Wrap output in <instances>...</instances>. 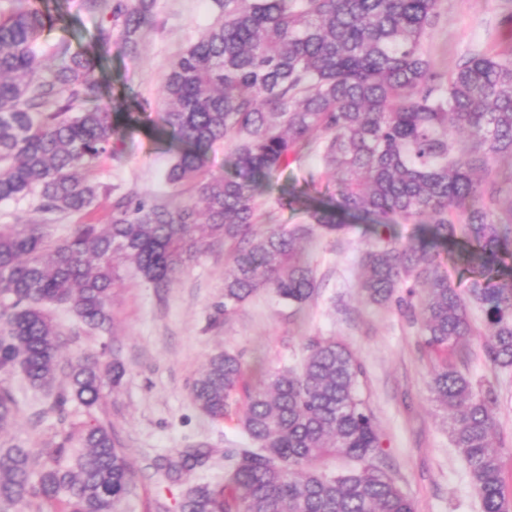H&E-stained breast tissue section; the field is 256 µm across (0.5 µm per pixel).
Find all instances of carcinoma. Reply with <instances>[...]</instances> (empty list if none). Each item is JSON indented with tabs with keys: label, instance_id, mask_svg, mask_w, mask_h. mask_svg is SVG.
<instances>
[{
	"label": "carcinoma",
	"instance_id": "1",
	"mask_svg": "<svg viewBox=\"0 0 512 512\" xmlns=\"http://www.w3.org/2000/svg\"><path fill=\"white\" fill-rule=\"evenodd\" d=\"M213 23L179 50L164 77L160 133L174 153L171 184L197 181L195 207L112 200L107 224H75L51 242L41 214H87L100 194L88 177L103 155L119 156L133 116L102 104V57L75 50V18L48 0L0 8V202L31 198L33 216L0 227V435L19 403L16 374L39 390L54 387L62 331L52 317L66 307L92 330L111 321L119 269L132 266L165 288L207 242L233 249L224 277V312L259 288L299 307L318 285L307 262L313 227L341 229L348 216L379 226L413 220L422 235L363 252L365 299L396 305L441 356L430 389L448 416L483 512H512L493 417L497 396L476 389L446 354L474 335L469 308L483 313L482 347L496 369H512V193L493 161L512 157V53L463 57L448 73L434 67L424 40L439 0H213ZM101 18L90 34L106 47L119 36L139 54L157 23L156 0H80ZM465 134L472 145L455 148ZM231 149V170L205 176L208 153ZM314 150L336 193L309 210L310 223L255 231L258 200L271 194L289 155ZM460 246L468 273L460 289L437 263V249ZM125 371L102 356L69 366L68 387L38 412L72 422L35 451L0 441V512H117L133 472L112 423L93 415L104 386ZM365 370L347 345L311 336L303 363L266 373L244 387L238 423L248 444L231 455L224 485L202 482L181 512H414L382 467L380 436L361 386ZM244 365L212 356L191 389L211 418L227 413ZM205 454L189 449L168 472L192 470ZM329 459L348 466L331 471Z\"/></svg>",
	"mask_w": 512,
	"mask_h": 512
}]
</instances>
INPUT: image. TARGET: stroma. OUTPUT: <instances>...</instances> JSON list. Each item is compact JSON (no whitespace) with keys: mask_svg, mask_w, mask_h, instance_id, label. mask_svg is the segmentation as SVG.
I'll return each instance as SVG.
<instances>
[{"mask_svg":"<svg viewBox=\"0 0 512 512\" xmlns=\"http://www.w3.org/2000/svg\"><path fill=\"white\" fill-rule=\"evenodd\" d=\"M157 24L138 55L125 54L120 40L103 49L101 76L112 86L124 112L162 111L161 87L173 55L193 43L214 20L212 0H157ZM424 46L441 72L471 52L497 54L512 50V0H440L439 19ZM119 157H102L93 171L107 189L91 220L106 223L112 198H137L198 203L195 183L174 185L164 173L174 159L157 141L151 126L131 122L122 132ZM316 154L289 160L278 187L296 193L293 207L269 203L257 224L263 232L307 221L311 200L327 195ZM377 237L371 223L348 220L333 235L318 236L308 261L319 295L304 309L261 288L232 313L224 311V275L233 263L223 240L209 241L187 262L167 288L156 289L133 268L120 271L113 290L110 333H88L65 309L55 310L63 336L61 360L89 354L119 359L126 375L118 389H105L100 417L112 423L118 445L133 467L130 491L121 512H173L187 490L208 481L223 484L226 456L238 448L236 417L213 419L194 405L190 386L210 357L221 352L239 355L248 370L275 371L298 366L303 345L311 336H333L346 343L366 370L368 398L383 449V462L416 512H481L466 465L454 448L443 415L429 387L431 356L418 327L396 307L376 308L360 294V259ZM476 330L466 350L456 357L458 368L483 387H493L496 434L502 445L505 486L512 493V370H494L486 363L481 332L483 314L470 310ZM11 385L20 415L10 440L40 448L62 427L58 416L37 417L48 400L21 377ZM187 448L208 457L201 468L168 477L165 459Z\"/></svg>","mask_w":512,"mask_h":512,"instance_id":"stroma-1","label":"stroma"}]
</instances>
